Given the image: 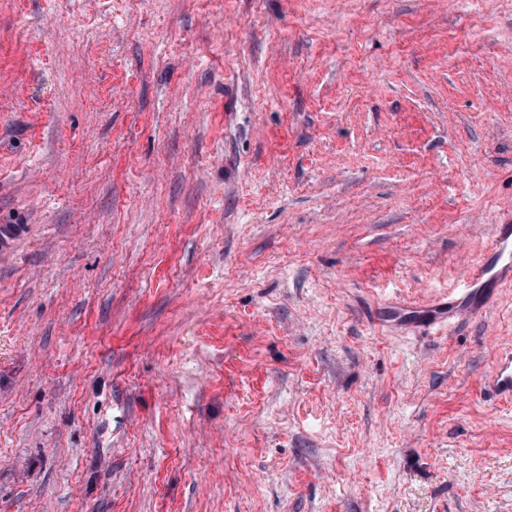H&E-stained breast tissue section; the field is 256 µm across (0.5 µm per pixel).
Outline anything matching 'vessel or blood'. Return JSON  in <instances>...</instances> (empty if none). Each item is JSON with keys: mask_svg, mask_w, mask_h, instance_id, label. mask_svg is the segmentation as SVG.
I'll return each mask as SVG.
<instances>
[{"mask_svg": "<svg viewBox=\"0 0 512 512\" xmlns=\"http://www.w3.org/2000/svg\"><path fill=\"white\" fill-rule=\"evenodd\" d=\"M512 281V224L494 227L484 258L463 276L457 288L433 303L418 307L400 300L375 306L372 318L378 325L409 331H429L481 314L494 302L498 288ZM485 391L499 403H512V348L498 350L496 365L485 378Z\"/></svg>", "mask_w": 512, "mask_h": 512, "instance_id": "vessel-or-blood-1", "label": "vessel or blood"}]
</instances>
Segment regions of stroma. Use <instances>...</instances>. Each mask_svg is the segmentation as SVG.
<instances>
[{"mask_svg": "<svg viewBox=\"0 0 512 512\" xmlns=\"http://www.w3.org/2000/svg\"><path fill=\"white\" fill-rule=\"evenodd\" d=\"M512 0H0V512H512ZM512 281V224H497L484 258L463 276L457 288L428 306L387 300L375 306L372 318L380 325L405 332L430 331L481 314L494 302L498 288ZM485 391L497 403H512V348L499 349L492 373L483 381Z\"/></svg>", "mask_w": 512, "mask_h": 512, "instance_id": "stroma-1", "label": "stroma"}]
</instances>
